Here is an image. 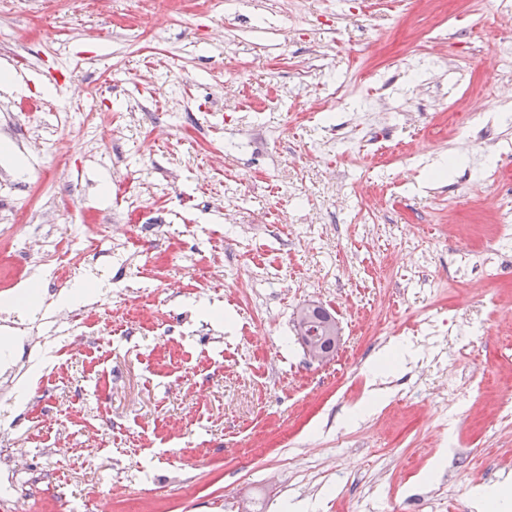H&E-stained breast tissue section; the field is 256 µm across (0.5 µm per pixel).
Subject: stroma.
I'll return each instance as SVG.
<instances>
[{
    "label": "stroma",
    "instance_id": "35a3bbf8",
    "mask_svg": "<svg viewBox=\"0 0 512 512\" xmlns=\"http://www.w3.org/2000/svg\"><path fill=\"white\" fill-rule=\"evenodd\" d=\"M16 56L0 128L28 167L4 172L0 298L75 222L101 255L39 299L97 279L114 298L66 308L65 348L48 310L0 308V512L24 478L44 491L23 512H476L512 486V258L493 283L455 262L512 224V121L448 125L512 86L501 0H0V71ZM376 115L402 154L378 157ZM311 302L341 329L328 362L293 328ZM399 342L412 357L371 377ZM376 388L388 403L345 425Z\"/></svg>",
    "mask_w": 512,
    "mask_h": 512
}]
</instances>
